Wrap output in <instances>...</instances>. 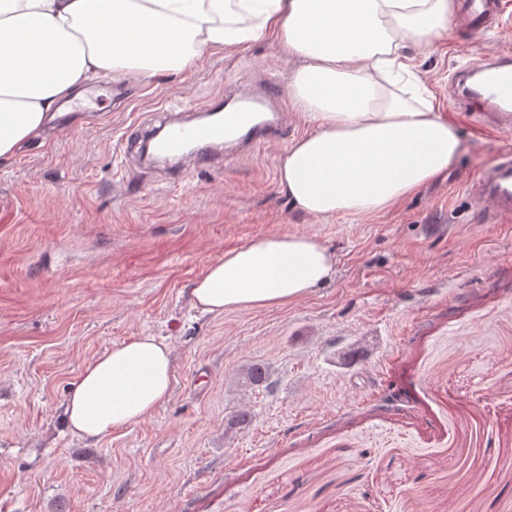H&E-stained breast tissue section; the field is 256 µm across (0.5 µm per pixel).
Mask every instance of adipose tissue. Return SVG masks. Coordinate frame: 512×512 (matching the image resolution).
Segmentation results:
<instances>
[{
  "label": "adipose tissue",
  "instance_id": "ef3b65f1",
  "mask_svg": "<svg viewBox=\"0 0 512 512\" xmlns=\"http://www.w3.org/2000/svg\"><path fill=\"white\" fill-rule=\"evenodd\" d=\"M455 17V0H0V158L94 78L185 70L204 49L268 38L299 62L288 92L308 129L277 165L292 208L318 219L382 213L459 153L406 54L447 35ZM335 274L318 236L270 234L225 251L191 294L204 313L286 306ZM173 370L165 340L112 344L71 384L72 434L98 439L143 421L169 399Z\"/></svg>",
  "mask_w": 512,
  "mask_h": 512
}]
</instances>
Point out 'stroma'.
Wrapping results in <instances>:
<instances>
[{
  "instance_id": "stroma-1",
  "label": "stroma",
  "mask_w": 512,
  "mask_h": 512,
  "mask_svg": "<svg viewBox=\"0 0 512 512\" xmlns=\"http://www.w3.org/2000/svg\"><path fill=\"white\" fill-rule=\"evenodd\" d=\"M504 3L503 32L473 42L457 20L408 46L461 148L380 214L291 210L276 165L298 115L220 169L142 167L128 141L163 109L287 86L296 63L269 39L131 72L125 101L103 90L0 159V512H512V222L465 191L512 150V122L448 88L471 57L512 51ZM269 234L322 238L334 279L285 307L195 310L205 267ZM145 334L172 348L169 400L100 440L72 436V381ZM254 364L271 388L244 383Z\"/></svg>"
}]
</instances>
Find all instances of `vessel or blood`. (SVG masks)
Returning a JSON list of instances; mask_svg holds the SVG:
<instances>
[{
    "instance_id": "b4317fda",
    "label": "vessel or blood",
    "mask_w": 512,
    "mask_h": 512,
    "mask_svg": "<svg viewBox=\"0 0 512 512\" xmlns=\"http://www.w3.org/2000/svg\"><path fill=\"white\" fill-rule=\"evenodd\" d=\"M501 0H464L462 16L473 38L502 27ZM453 93L460 101L483 104L486 111L512 110V55L502 53L492 58L468 62L456 74ZM279 92L262 87L256 104L270 108L271 117L255 123L250 109L232 104L219 107L216 119L202 124L168 122L167 128L150 140L153 158L175 161L187 167H204L218 163L223 152L240 141L258 145L282 137L288 128L287 116L279 102ZM466 190L472 200L490 204L494 215L512 216V153L499 159L478 176L470 179Z\"/></svg>"
}]
</instances>
